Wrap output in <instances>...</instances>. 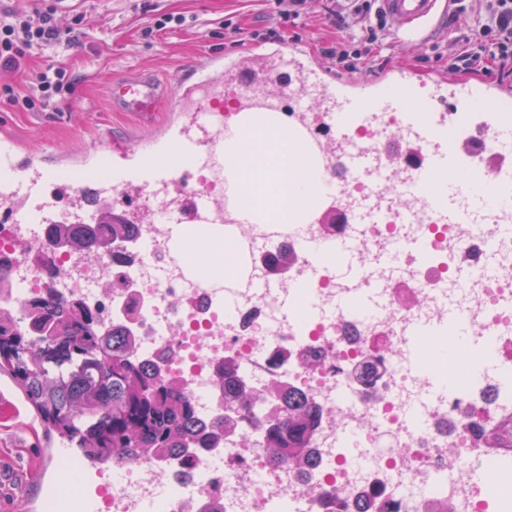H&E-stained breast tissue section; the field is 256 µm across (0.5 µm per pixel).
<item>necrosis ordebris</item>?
<instances>
[{
	"instance_id": "1",
	"label": "necrosis or debris",
	"mask_w": 512,
	"mask_h": 512,
	"mask_svg": "<svg viewBox=\"0 0 512 512\" xmlns=\"http://www.w3.org/2000/svg\"><path fill=\"white\" fill-rule=\"evenodd\" d=\"M446 122L491 151L488 113ZM416 196L413 223L385 204L368 222L228 225L241 267L220 280L189 276L169 224L137 225L108 254L55 252L52 279L29 256L46 225L0 227V251L16 256L0 306L47 286L83 303L102 331L129 332L134 360L181 378L200 421L224 413L216 370L227 361L246 388L277 380L319 408L315 467L271 461L260 403L190 465L113 463L109 512H512V469L488 452L512 420V214L451 224ZM313 244L344 264L312 261ZM283 246L293 258L271 273ZM477 462L482 483L468 476Z\"/></svg>"
}]
</instances>
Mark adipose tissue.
I'll list each match as a JSON object with an SVG mask.
<instances>
[{
  "label": "adipose tissue",
  "mask_w": 512,
  "mask_h": 512,
  "mask_svg": "<svg viewBox=\"0 0 512 512\" xmlns=\"http://www.w3.org/2000/svg\"><path fill=\"white\" fill-rule=\"evenodd\" d=\"M226 138L242 159L235 173L242 197L263 219L291 223L313 195L330 193V186L316 175L301 145L287 133L245 136L232 126ZM184 252L190 261L227 276L238 268L237 246L230 238L216 246L206 239H188Z\"/></svg>",
  "instance_id": "1"
}]
</instances>
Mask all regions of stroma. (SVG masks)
I'll list each match as a JSON object with an SVG mask.
<instances>
[{"label": "stroma", "instance_id": "obj_1", "mask_svg": "<svg viewBox=\"0 0 512 512\" xmlns=\"http://www.w3.org/2000/svg\"><path fill=\"white\" fill-rule=\"evenodd\" d=\"M330 0H309L308 14L300 24L289 25L272 15L267 0H68L60 10L68 19L71 10L82 11L92 34L84 46L71 52L67 63L78 75L73 96L63 99L58 110L22 111L0 102V126H7L24 143L78 148L92 143L101 130L116 135L136 132V121L112 111L106 85L115 76L150 71L159 78L182 69L203 52H234L262 44L263 34L277 31L281 38L305 42L314 54L336 37L327 19ZM165 13L186 16V26L157 32L144 39L142 31ZM233 29H224V21ZM461 23L440 21L429 46L415 51L373 49L357 60L355 72L376 77L389 64L404 62L420 71L446 68L447 59L436 58L433 43L449 40L461 31ZM44 444L42 428L33 423L29 408L0 406V467L7 477L0 483V512H28L17 496L25 482L22 465L36 463Z\"/></svg>", "mask_w": 512, "mask_h": 512}]
</instances>
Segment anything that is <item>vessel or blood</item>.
<instances>
[{"label":"vessel or blood","mask_w":512,"mask_h":512,"mask_svg":"<svg viewBox=\"0 0 512 512\" xmlns=\"http://www.w3.org/2000/svg\"><path fill=\"white\" fill-rule=\"evenodd\" d=\"M443 0H379L390 23L391 41L405 50L425 45L438 26L439 4ZM411 65L396 63L381 77L335 76L325 61L307 54L295 40H277L266 47L240 51L212 52L191 60L173 78L175 98L171 115L157 135L141 138L132 134L118 137L99 135L78 155L58 157L70 166L74 183L49 187L41 167L43 156L52 148L34 151L7 129H0V222L24 224L30 216L51 222L62 208H73V223L113 215L120 220L151 223L159 206H171L180 227L208 232L216 224H247L252 213L243 201L225 207L223 197L192 188L194 173L200 169L223 175L235 155L225 141L224 88L232 86L237 95L233 109L248 116L252 132L271 127L289 104L300 101L318 111L337 115L347 128L361 121L404 115L401 135H389L386 149L379 153L337 155L335 163L324 162L323 175L336 182L359 178L377 166H390L402 150L421 155L420 177L430 178V202L441 217L455 223L460 219L458 201L467 198L474 211L483 214L496 208L512 210V88L495 80L468 81L447 72L434 73L425 85L426 97L416 89L424 85ZM166 85L153 76L116 78L109 86L113 111L127 112L138 124L153 123ZM448 112H488L491 134L500 164L493 181H485L481 159L472 157L469 145L460 143L443 119ZM102 153L117 163L114 177H103L88 163ZM136 188L137 193L118 201L115 186ZM397 184H380L375 198L335 194L333 200L317 195L300 215L301 223L323 224L334 216L369 212L375 203H401ZM76 449L65 444L44 449L33 478L43 481L48 463L77 459ZM61 482L49 484L40 512H97L98 488L85 482L82 499L65 504Z\"/></svg>","instance_id":"b4317fda"}]
</instances>
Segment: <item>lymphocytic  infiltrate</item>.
<instances>
[{
	"mask_svg": "<svg viewBox=\"0 0 512 512\" xmlns=\"http://www.w3.org/2000/svg\"><path fill=\"white\" fill-rule=\"evenodd\" d=\"M56 0H33L32 7H0V70H17L33 56L50 48L74 47L85 30L83 12L72 13L61 24ZM452 20L476 19L478 38L462 34L451 43L434 44L438 56L447 58L451 71L475 73L495 64L502 76L512 75V0H452ZM340 32L323 48L326 57L348 64L386 40L390 30L376 0H336L334 13ZM77 80L65 61L51 59L31 72L29 91L0 86V100L29 111L49 106L73 94Z\"/></svg>",
	"mask_w": 512,
	"mask_h": 512,
	"instance_id": "1",
	"label": "lymphocytic infiltrate"
}]
</instances>
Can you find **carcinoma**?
<instances>
[{"label":"carcinoma","instance_id":"obj_1","mask_svg":"<svg viewBox=\"0 0 512 512\" xmlns=\"http://www.w3.org/2000/svg\"><path fill=\"white\" fill-rule=\"evenodd\" d=\"M133 228L104 222L98 236L128 241ZM52 234L78 252L88 242L75 224H55ZM130 345L124 331L101 333L91 310L51 288L18 312L0 309V375L14 383L49 437L88 461L163 455L184 465L238 425L231 415L209 429L198 425L179 382L133 360ZM217 372L231 407L249 411L256 400L271 402L266 451L277 463L301 465L318 418L308 397L276 381L261 393L248 392L229 363Z\"/></svg>","mask_w":512,"mask_h":512}]
</instances>
